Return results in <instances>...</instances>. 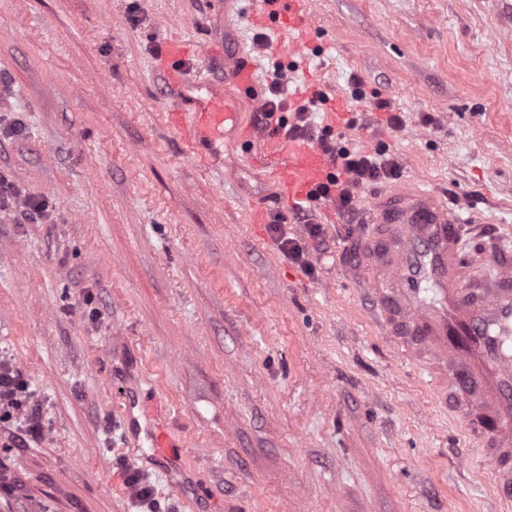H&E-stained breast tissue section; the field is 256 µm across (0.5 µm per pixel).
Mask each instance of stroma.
Wrapping results in <instances>:
<instances>
[{"mask_svg": "<svg viewBox=\"0 0 512 512\" xmlns=\"http://www.w3.org/2000/svg\"><path fill=\"white\" fill-rule=\"evenodd\" d=\"M300 3L306 62L282 53L278 24L253 23L262 0H0V174L48 203L39 224L0 212V357L45 427L0 450L20 485L0 512H140L132 469L167 512H502L490 467L454 463L477 446L457 411L375 326L354 245L380 194L407 190L512 235V0ZM217 23L254 84H224L244 136L201 162L168 119L162 55L187 43L189 77L224 83L206 53ZM271 56L286 119L322 94L315 130L397 160L354 213L281 197L260 121ZM275 221L308 266L280 252ZM128 396L140 419L170 410L178 468L125 430Z\"/></svg>", "mask_w": 512, "mask_h": 512, "instance_id": "1", "label": "stroma"}]
</instances>
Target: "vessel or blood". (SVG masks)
Here are the masks:
<instances>
[{
  "instance_id": "b4317fda",
  "label": "vessel or blood",
  "mask_w": 512,
  "mask_h": 512,
  "mask_svg": "<svg viewBox=\"0 0 512 512\" xmlns=\"http://www.w3.org/2000/svg\"><path fill=\"white\" fill-rule=\"evenodd\" d=\"M298 0H265L256 23H282L288 55L309 49L308 27ZM180 43L167 51V75L179 88L181 106L169 119L193 150H212L231 120L224 86L251 85V68L240 54L208 53L224 67L222 84L189 79L180 66ZM272 173L289 203L310 200L335 174L336 164L320 149L279 141ZM373 235L365 242L362 279L374 301L377 324L401 358L427 379L433 395L458 408L465 433L479 440L481 459L494 473V491L512 507V239L470 252L460 215L432 193L386 194L378 200ZM144 435L163 460L182 455L162 427L147 422Z\"/></svg>"
}]
</instances>
